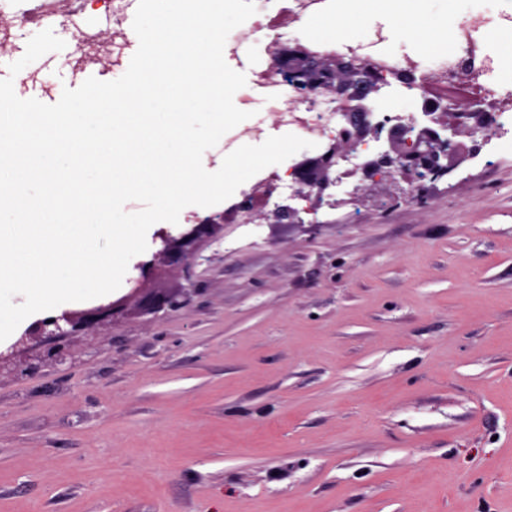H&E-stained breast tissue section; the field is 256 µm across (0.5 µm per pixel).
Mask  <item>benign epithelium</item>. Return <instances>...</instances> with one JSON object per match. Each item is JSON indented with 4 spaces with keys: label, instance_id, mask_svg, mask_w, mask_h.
<instances>
[{
    "label": "benign epithelium",
    "instance_id": "1",
    "mask_svg": "<svg viewBox=\"0 0 512 512\" xmlns=\"http://www.w3.org/2000/svg\"><path fill=\"white\" fill-rule=\"evenodd\" d=\"M288 68L301 71L318 81V85L333 88L352 105L351 129L336 140L325 152L306 157L296 164L298 184L309 188L304 198L309 206H299L294 198L285 205H278L273 213L286 218L290 223L302 224V215L311 214L321 205L324 193L334 184L331 179L336 158L358 142L373 137L379 138V130L372 128L367 120L369 112L376 110L381 87L369 80L355 84L353 77L363 73L365 62L354 65L340 56L322 58L299 44L288 56ZM426 119L417 122L418 129L402 124L394 125L385 139L380 142L379 154L382 159L369 162V169L377 171L391 167L399 179L407 184L425 180L434 184L450 178L466 161L472 152L456 141L459 136H470L481 126L478 113L459 112V120L442 122L433 108L423 111ZM397 179V180H399ZM389 184H397L388 176ZM224 228V212H216L183 225L182 232L174 236L165 231L160 234V248L152 258L138 265L140 277L133 280L128 293L107 304L93 305L74 312L65 310L46 316L29 325L24 333L6 350H0V371L8 369L20 373L32 372L42 366H59L71 358L63 341L71 336H94L112 327L125 315L126 304L136 301L146 311L168 307L172 310L181 305L183 290L159 291L147 287V283L159 279L168 268L190 271L196 262L202 242L213 238ZM37 346L39 352L31 356L29 350Z\"/></svg>",
    "mask_w": 512,
    "mask_h": 512
}]
</instances>
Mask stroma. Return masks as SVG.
<instances>
[{"mask_svg":"<svg viewBox=\"0 0 512 512\" xmlns=\"http://www.w3.org/2000/svg\"><path fill=\"white\" fill-rule=\"evenodd\" d=\"M127 24L28 79L122 70ZM258 213L176 311L0 374V512H512V143L421 204Z\"/></svg>","mask_w":512,"mask_h":512,"instance_id":"obj_1","label":"stroma"}]
</instances>
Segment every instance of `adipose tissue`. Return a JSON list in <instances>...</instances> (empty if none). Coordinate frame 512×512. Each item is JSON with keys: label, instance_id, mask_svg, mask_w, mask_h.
I'll return each mask as SVG.
<instances>
[{"label": "adipose tissue", "instance_id": "obj_1", "mask_svg": "<svg viewBox=\"0 0 512 512\" xmlns=\"http://www.w3.org/2000/svg\"><path fill=\"white\" fill-rule=\"evenodd\" d=\"M469 0H335L329 11L309 15L303 23L308 37H325L336 27L361 39L378 20L394 25L391 48L408 46L425 56L447 52L456 15Z\"/></svg>", "mask_w": 512, "mask_h": 512}]
</instances>
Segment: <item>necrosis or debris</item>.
I'll return each mask as SVG.
<instances>
[{
    "mask_svg": "<svg viewBox=\"0 0 512 512\" xmlns=\"http://www.w3.org/2000/svg\"><path fill=\"white\" fill-rule=\"evenodd\" d=\"M315 3L316 0H289L287 13L274 18H257L249 29L240 32L239 37L245 40L252 33L262 31L269 38L272 49H279L285 43L284 29L297 21L304 12L312 9ZM44 22L67 27L73 25L74 20L71 15L60 13L56 0H23L20 7L11 11L5 29L0 30V50L9 48L11 31ZM484 24V18L479 15L463 18L458 25L457 51L445 57L429 73L402 65L393 51L368 58L370 75L378 83L397 86L402 79L408 78L424 86L422 96L411 99L409 107L387 114L372 113L371 121L378 123L388 118L395 124L410 123L427 106L445 105L446 96L451 92L462 103L481 105L482 100L490 93L485 76L493 69V62L483 56L477 37ZM257 78L268 89L270 100L287 99V107L277 109L276 116L280 124L291 128L300 138L322 147L348 129L349 110L345 100L323 88H306L289 81L277 60H270L258 72ZM377 150V142L370 139L340 158L336 181L331 188L333 198H351L360 194L368 183L373 182L374 174L368 170L367 164ZM296 182L292 167L272 171L265 179L251 186L249 194L252 198V210L226 214L225 223H250L253 209L266 206L272 199L286 200L292 194Z\"/></svg>",
    "mask_w": 512,
    "mask_h": 512,
    "instance_id": "necrosis-or-debris-1",
    "label": "necrosis or debris"
}]
</instances>
